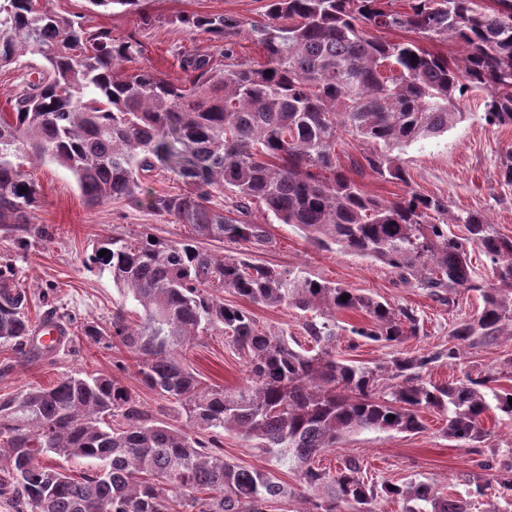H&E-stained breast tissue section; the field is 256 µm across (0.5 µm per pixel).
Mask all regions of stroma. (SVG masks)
I'll list each match as a JSON object with an SVG mask.
<instances>
[{"label": "stroma", "mask_w": 512, "mask_h": 512, "mask_svg": "<svg viewBox=\"0 0 512 512\" xmlns=\"http://www.w3.org/2000/svg\"><path fill=\"white\" fill-rule=\"evenodd\" d=\"M265 0H145L151 15L150 25H142L137 16L125 13L88 10L86 0H48V8L66 15H84L94 26L110 28L113 35L138 33L145 46L142 63L182 78L176 54L180 51L202 52L220 57L223 42L208 40L174 25L181 13L225 14L250 24L263 21ZM466 117L436 138L424 139L406 148L403 159L408 167V183H391L365 175L360 183L369 194L395 200L415 191L443 198L450 214L478 211L496 225L500 233L512 237V184L497 176L500 158L512 147V127L488 125L484 120L482 96H474L464 106ZM25 171L37 190L39 202L31 214L35 224L53 230L50 240L33 243L25 249H5L19 287L29 291L32 316H40L46 303L67 308L77 321L106 323L112 316V304L120 294L108 273L87 270L83 260L101 239L123 235L134 237L148 231L159 237L178 241L188 235L186 226L157 216L146 204L113 201L88 206L70 172L52 163L26 165ZM251 218L265 225L272 242L268 248L254 252L255 261L281 268H294L318 281L333 282L386 299L396 307H411L421 329L408 339L404 351L426 353L447 349L450 332L457 322L472 316L482 306L473 292L460 294L452 306H444L420 290L399 283L380 262L325 252L307 242L293 227L277 223L263 205H253ZM512 358V340H497L468 350L456 364H436L432 379L445 381L464 373L493 371L505 359ZM189 365L205 384L235 388L246 382V365L224 336H199L182 352ZM98 372L118 380L140 401L144 410L163 417V402L142 382L134 360L122 346L101 341L87 343L76 338L50 359L28 355L17 359L11 346L0 342V397L30 386L47 387L65 374L77 371ZM425 428L418 433L365 431L344 438L337 447L318 455L320 466L336 469L347 457L358 458L369 478L377 482L404 484L410 481L436 485L445 493H465L469 483L487 482L481 459L512 457V418L488 414L484 425L490 434L480 454L463 448L443 431L441 417L433 411L423 415ZM224 454L235 463L250 469H270L295 489L296 472L277 465L270 456L252 448L240 435H224ZM483 496L476 498L472 512H489L508 505L497 483L487 482Z\"/></svg>", "instance_id": "obj_1"}]
</instances>
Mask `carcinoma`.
Instances as JSON below:
<instances>
[{
  "instance_id": "cac0c4a2",
  "label": "carcinoma",
  "mask_w": 512,
  "mask_h": 512,
  "mask_svg": "<svg viewBox=\"0 0 512 512\" xmlns=\"http://www.w3.org/2000/svg\"><path fill=\"white\" fill-rule=\"evenodd\" d=\"M86 2L93 12L148 21L144 0ZM391 2L266 0L264 20L250 28L263 63L230 62L235 47L228 43L222 68L209 54H180L186 79L175 82L153 67L122 69L143 55L135 34L117 37L42 0H0V68L33 62L12 111L0 114L1 238L22 249L50 235L48 226L30 223L38 191L20 170L23 158L68 169L90 206L136 201L143 181L167 168L198 186L192 196L147 199L149 210L189 226L192 236L170 242L143 232L97 242L84 264L108 272L121 301L109 324L78 328L87 341L108 338L136 358L144 385L186 423L152 419L103 374H66L48 388L1 398L0 498L13 512H267L288 497V486L271 470L224 458L221 437L229 430L299 474L298 497L309 504L302 512H376L383 498L401 501L402 512H470L466 498L424 482H370L354 457L333 471L315 462L356 432L418 433L426 410L473 452L489 435L487 413L512 417V389L499 385L505 369L448 383L426 377L468 348L512 338V238L477 211L457 215L464 234L453 233L432 221L434 213L448 214L439 197L376 198L342 171L336 153L346 132L372 146L352 162L355 173L406 184L400 154L465 119L464 98L485 95L486 122L512 126V0H496L490 12L477 0H410L405 12ZM174 23L217 41L240 27L209 13L179 14ZM383 30L452 39L463 56L454 62L415 40L372 35ZM216 185L234 192L222 208L213 206ZM257 201L321 250L379 261L400 283L445 305L474 291L482 308L454 326L446 352L399 353L374 368L338 358L336 314H364L349 329L355 349L361 341L401 345L419 330L416 312L298 269L253 262L250 252L272 243L250 219ZM224 240L240 252L220 256L207 247ZM474 247L491 263L489 281L473 277ZM224 289L319 319L302 322L298 337L262 330L249 309L224 303ZM29 307L28 292L0 259V341L14 342L22 358L51 354L56 347L37 345ZM207 333L229 337L245 359L242 387L206 385L180 358ZM49 458L90 465L74 475ZM483 469L512 496V460Z\"/></svg>"
}]
</instances>
